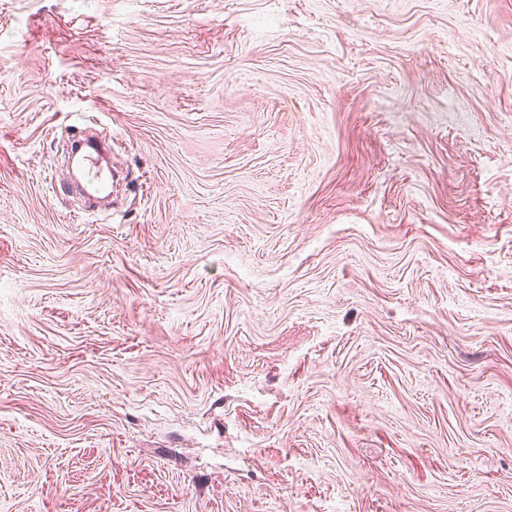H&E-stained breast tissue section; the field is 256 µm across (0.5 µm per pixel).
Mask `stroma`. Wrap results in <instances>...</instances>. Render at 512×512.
<instances>
[{"mask_svg":"<svg viewBox=\"0 0 512 512\" xmlns=\"http://www.w3.org/2000/svg\"><path fill=\"white\" fill-rule=\"evenodd\" d=\"M0 512H512V0H0Z\"/></svg>","mask_w":512,"mask_h":512,"instance_id":"1","label":"stroma"}]
</instances>
